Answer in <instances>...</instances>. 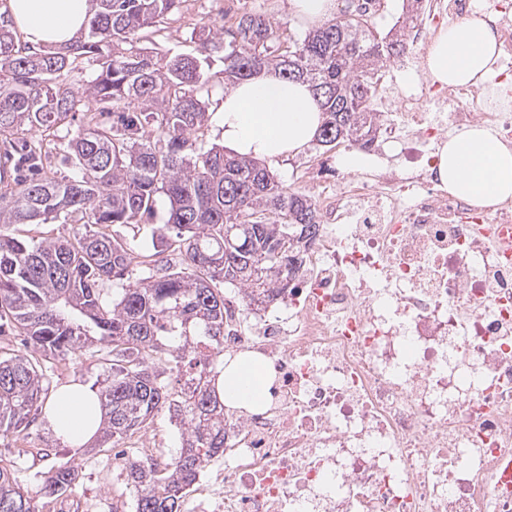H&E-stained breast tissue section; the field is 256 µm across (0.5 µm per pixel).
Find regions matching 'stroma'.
Masks as SVG:
<instances>
[{
  "instance_id": "35a3bbf8",
  "label": "stroma",
  "mask_w": 512,
  "mask_h": 512,
  "mask_svg": "<svg viewBox=\"0 0 512 512\" xmlns=\"http://www.w3.org/2000/svg\"><path fill=\"white\" fill-rule=\"evenodd\" d=\"M246 12L262 14L273 23L281 48L287 46L289 39L302 38L309 31L307 25L290 16L288 0H183L179 12L170 17L161 32L141 38L137 45L163 56L196 55L201 51L196 36L200 27L218 29L227 39L234 32L238 17ZM325 156V150L314 142L301 154L273 165L271 171L292 191L304 194L308 191V175L316 171ZM47 375L54 389L79 383L98 390L107 384L111 371L106 361L86 350L71 356L67 364H54ZM181 433L180 423L171 420L168 411L162 409L155 412L141 435L128 438L126 444L134 448L141 437H148L168 463L179 452ZM18 443L38 451L16 473L24 488L39 490L45 474L59 465L67 464L77 471L72 489L53 499L49 512H135V494L126 482L123 461L115 457L111 444L98 441L86 448H72L55 436L41 415L20 434L0 436V457L10 458Z\"/></svg>"
}]
</instances>
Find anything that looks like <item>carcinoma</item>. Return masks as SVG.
Wrapping results in <instances>:
<instances>
[{"mask_svg": "<svg viewBox=\"0 0 512 512\" xmlns=\"http://www.w3.org/2000/svg\"><path fill=\"white\" fill-rule=\"evenodd\" d=\"M94 12L78 40L35 50L20 40L0 12V334L24 337L25 350L0 358V434L21 433L43 409L44 363L96 341L112 353V378L98 391L108 418L104 441L118 442L144 427L163 407L183 423L181 449L162 469L126 459L135 512H182L183 490L206 459L224 453V410L210 359L198 345L223 353L224 292L241 291L248 303L271 302L288 287L293 237L317 224L312 200L285 187L263 164L206 148L198 134L206 121L203 65L221 53L224 84L272 67L308 84L319 99L316 141L331 150L362 146L374 128L372 96L382 69L403 38L374 33L361 15L344 12L275 55L274 30L256 15L237 23L233 41L210 29L199 33L205 55L158 57L125 49L157 28L183 0H93ZM88 57L100 71L84 94L64 73ZM127 104L112 121L90 119L63 149L77 177L49 169L55 129L90 103ZM157 144L146 143L150 136ZM167 197L164 224L153 230L183 259L122 289L106 305L103 287L129 279L143 255L126 239L104 232L114 224H150L158 194ZM72 217L83 225L70 237L37 241L9 233L15 224ZM168 362L197 361L192 391L172 397L154 354L162 339ZM32 453L17 449L0 465V512H39L37 496L21 487L17 464ZM60 466L45 478L43 497L61 495L76 481Z\"/></svg>", "mask_w": 512, "mask_h": 512, "instance_id": "1", "label": "carcinoma"}]
</instances>
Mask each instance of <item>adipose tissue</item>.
<instances>
[{
	"label": "adipose tissue",
	"instance_id": "1",
	"mask_svg": "<svg viewBox=\"0 0 512 512\" xmlns=\"http://www.w3.org/2000/svg\"><path fill=\"white\" fill-rule=\"evenodd\" d=\"M14 26L25 41L61 45L76 40L91 16L90 0H8ZM498 42L493 21L475 12L449 24L435 38L426 69L446 85H478L486 104L512 107L494 82ZM212 119L222 130L227 154L270 164L304 151L318 134L320 104L307 84L262 72L226 89L222 108ZM439 175L449 193L485 208L512 199V148L500 143L486 127L475 125L450 135L439 160ZM267 368L256 357H245L219 371L220 397L239 390L233 406L251 408L266 394ZM229 397V396H228ZM53 433L71 447L87 445L97 435L103 411L99 397L86 385L60 386L45 405Z\"/></svg>",
	"mask_w": 512,
	"mask_h": 512
}]
</instances>
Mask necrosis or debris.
<instances>
[{
	"instance_id": "4bbe7bcc",
	"label": "necrosis or debris",
	"mask_w": 512,
	"mask_h": 512,
	"mask_svg": "<svg viewBox=\"0 0 512 512\" xmlns=\"http://www.w3.org/2000/svg\"><path fill=\"white\" fill-rule=\"evenodd\" d=\"M499 14L512 89V0H427L401 54L422 67L435 33ZM471 86L427 76L379 92L363 177L326 161L310 178L318 226L281 306L224 315V351L267 366L252 412L224 413L186 512H512V202L448 194L437 151L483 125L512 144L511 112H477Z\"/></svg>"
}]
</instances>
